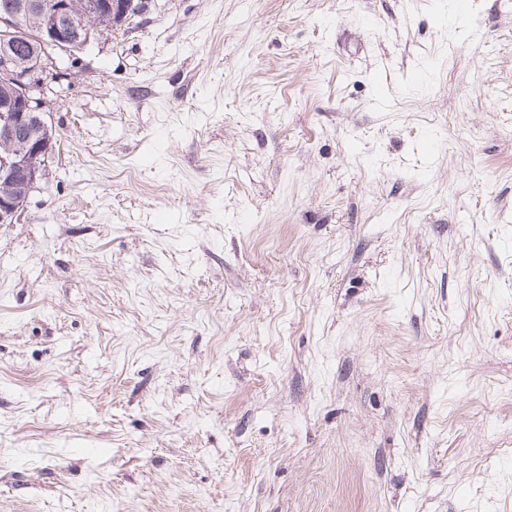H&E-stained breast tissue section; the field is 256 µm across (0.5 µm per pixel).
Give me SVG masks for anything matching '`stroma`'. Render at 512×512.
Wrapping results in <instances>:
<instances>
[{
	"mask_svg": "<svg viewBox=\"0 0 512 512\" xmlns=\"http://www.w3.org/2000/svg\"><path fill=\"white\" fill-rule=\"evenodd\" d=\"M0 224V512H512V0H150Z\"/></svg>",
	"mask_w": 512,
	"mask_h": 512,
	"instance_id": "1",
	"label": "stroma"
}]
</instances>
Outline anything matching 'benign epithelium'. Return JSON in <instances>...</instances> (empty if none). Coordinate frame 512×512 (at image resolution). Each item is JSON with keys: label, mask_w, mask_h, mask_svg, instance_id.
Listing matches in <instances>:
<instances>
[{"label": "benign epithelium", "mask_w": 512, "mask_h": 512, "mask_svg": "<svg viewBox=\"0 0 512 512\" xmlns=\"http://www.w3.org/2000/svg\"><path fill=\"white\" fill-rule=\"evenodd\" d=\"M106 4L107 0H21L17 13L0 18V224L14 223L52 158L55 130L49 95L62 77L60 60L148 8L145 4L135 13L114 9L112 27L102 29L94 21ZM19 15L32 23H49L47 37L38 40L27 56L14 48Z\"/></svg>", "instance_id": "obj_1"}]
</instances>
